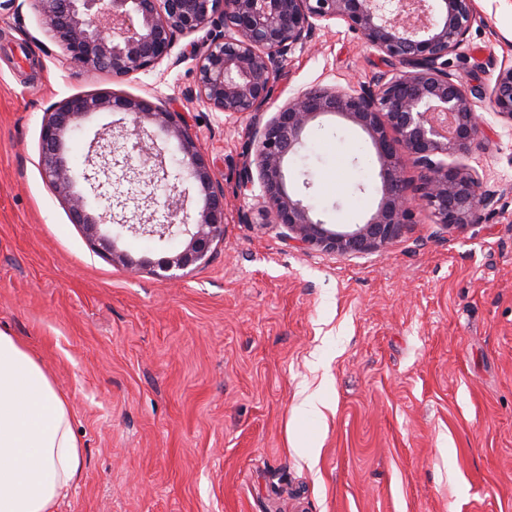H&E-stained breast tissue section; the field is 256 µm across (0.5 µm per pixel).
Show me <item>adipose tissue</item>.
<instances>
[{"label":"adipose tissue","mask_w":512,"mask_h":512,"mask_svg":"<svg viewBox=\"0 0 512 512\" xmlns=\"http://www.w3.org/2000/svg\"><path fill=\"white\" fill-rule=\"evenodd\" d=\"M82 464L65 397L21 343L0 332V512H52Z\"/></svg>","instance_id":"1"}]
</instances>
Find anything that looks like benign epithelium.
<instances>
[{
	"label": "benign epithelium",
	"instance_id": "obj_1",
	"mask_svg": "<svg viewBox=\"0 0 512 512\" xmlns=\"http://www.w3.org/2000/svg\"><path fill=\"white\" fill-rule=\"evenodd\" d=\"M54 39L78 70L129 78L154 68L171 55L180 37L207 24L206 40L190 43L196 57L194 95L230 116L250 118L249 142L237 182L242 190L259 180L267 211L286 228L288 245L341 255L382 252L427 210L434 223L461 232L478 215L494 208L496 196L478 175L448 157H469L483 147L488 127L474 100L488 98L495 115L512 122V65L500 68L493 86L466 85L449 69L448 56L466 41L477 12L474 0H32ZM340 20L395 68L373 86L341 89L320 86L287 101L263 120L269 109L280 64L299 45L311 42L322 22ZM120 110L130 117L132 150L148 151L150 123L178 141L180 164L200 188L204 205L195 224L175 217L185 210L186 191L167 183L162 153L152 156L151 179L167 191V223L128 225L163 239L186 235L176 254L147 262L117 248V239L100 233L110 211H89L85 196L74 192L75 175L64 160V136L88 114ZM324 114L340 115L370 137L380 163L381 199L363 224L331 228L314 217L313 207L286 188L284 161L297 151L307 126ZM127 144L109 136L95 156L109 173ZM420 170L410 186L404 161ZM39 165L55 191L69 204L97 249L112 262L140 273L148 270L174 280L177 272L210 260L212 245L224 237V189L213 181L198 142L182 112L165 103L122 96H75L50 107L41 128Z\"/></svg>",
	"mask_w": 512,
	"mask_h": 512
}]
</instances>
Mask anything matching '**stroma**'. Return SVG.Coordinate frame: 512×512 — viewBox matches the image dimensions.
<instances>
[{
	"instance_id": "obj_1",
	"label": "stroma",
	"mask_w": 512,
	"mask_h": 512,
	"mask_svg": "<svg viewBox=\"0 0 512 512\" xmlns=\"http://www.w3.org/2000/svg\"><path fill=\"white\" fill-rule=\"evenodd\" d=\"M475 7L450 64L485 87L512 63V0ZM189 44L115 80L76 72L32 0L0 17V330L70 407L83 466L55 512H512V122L477 102L490 131L465 163L498 203L464 232L423 212L382 253L291 250L260 187L237 186L248 118L191 96ZM391 68L328 21L289 53L271 106ZM101 93L186 113L224 189V240L179 282L97 252L39 167L48 107ZM129 128L92 113L62 155L82 172L97 134ZM152 165L133 156L137 176L115 169L99 199L74 189L111 207L119 249L156 261L185 239L130 230L156 209ZM284 170L328 224L364 223L381 198L373 144L340 116L318 117ZM315 391L333 408L320 422L296 412Z\"/></svg>"
}]
</instances>
